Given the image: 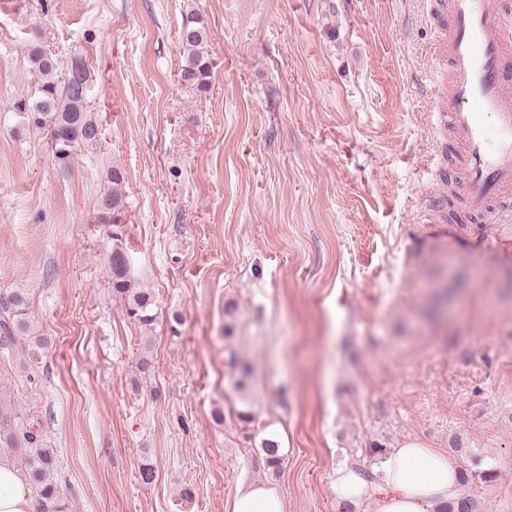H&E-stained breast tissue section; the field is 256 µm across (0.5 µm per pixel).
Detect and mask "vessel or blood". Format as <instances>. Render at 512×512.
<instances>
[{"mask_svg": "<svg viewBox=\"0 0 512 512\" xmlns=\"http://www.w3.org/2000/svg\"><path fill=\"white\" fill-rule=\"evenodd\" d=\"M449 26H438L431 64L448 69L435 127L459 150L457 191L490 224L512 198V13L500 0H442Z\"/></svg>", "mask_w": 512, "mask_h": 512, "instance_id": "obj_1", "label": "vessel or blood"}]
</instances>
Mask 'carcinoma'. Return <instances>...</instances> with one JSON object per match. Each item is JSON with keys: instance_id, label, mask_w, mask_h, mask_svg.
I'll use <instances>...</instances> for the list:
<instances>
[{"instance_id": "carcinoma-1", "label": "carcinoma", "mask_w": 512, "mask_h": 512, "mask_svg": "<svg viewBox=\"0 0 512 512\" xmlns=\"http://www.w3.org/2000/svg\"><path fill=\"white\" fill-rule=\"evenodd\" d=\"M204 37L205 29L200 19L192 17L183 23L179 36L185 56L183 78L199 86L207 84L211 74L210 62L202 51ZM28 61L34 80L27 93L13 103V108L27 127L50 134L55 161L65 168L78 151L95 145L99 136V125L87 109L89 67L81 57L64 63L37 43L28 49ZM111 179L112 195L105 197L102 205L114 211L121 203L122 171L112 170ZM107 263L112 292L128 299L131 314L139 323L145 327L152 325L154 301L131 281L127 253L115 236ZM30 308V299L22 291L6 298L3 309L11 311L12 322L4 321L0 326L7 338H12L16 331L22 333L29 329ZM259 448L267 467L279 469L283 458L277 435L267 434L261 439ZM0 451L9 454L28 472L39 506L48 507L52 512H69V504L55 478L57 458L53 449L38 446L36 436L19 431L10 416L3 412L0 413Z\"/></svg>"}]
</instances>
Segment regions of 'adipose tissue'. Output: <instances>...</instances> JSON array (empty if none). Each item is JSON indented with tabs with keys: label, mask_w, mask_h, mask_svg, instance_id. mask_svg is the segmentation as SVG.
<instances>
[{
	"label": "adipose tissue",
	"mask_w": 512,
	"mask_h": 512,
	"mask_svg": "<svg viewBox=\"0 0 512 512\" xmlns=\"http://www.w3.org/2000/svg\"><path fill=\"white\" fill-rule=\"evenodd\" d=\"M462 466L439 449L410 439L390 450L367 478L359 469L336 468L332 489L350 512H446L462 492ZM0 512H36L30 478L15 460L0 456ZM232 512H284L278 490L266 484L241 487Z\"/></svg>",
	"instance_id": "1"
}]
</instances>
